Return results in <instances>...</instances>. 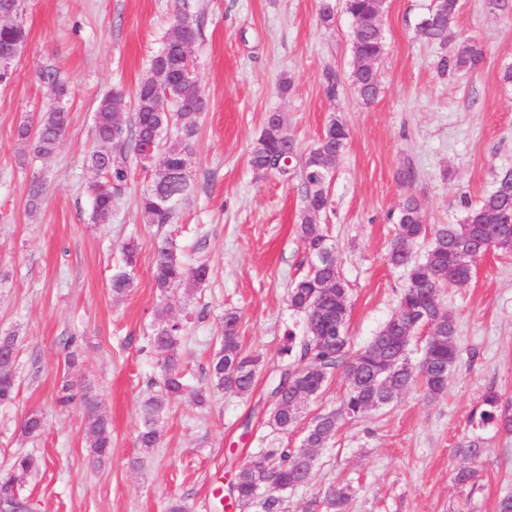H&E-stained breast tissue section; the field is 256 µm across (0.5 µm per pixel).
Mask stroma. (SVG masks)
<instances>
[{
	"label": "stroma",
	"instance_id": "stroma-1",
	"mask_svg": "<svg viewBox=\"0 0 512 512\" xmlns=\"http://www.w3.org/2000/svg\"><path fill=\"white\" fill-rule=\"evenodd\" d=\"M431 5L387 0L380 94L366 104L350 85L353 21L340 8L324 25L320 0H23L26 46L10 82L0 84V333L19 336L18 394L0 406V466L18 453L35 458L25 486L33 512H165L173 500L186 512H238L222 500L239 467L263 446L282 335L297 320L287 291L307 269L297 228L305 208L300 177L262 176L248 164L268 113H283L301 154L332 119L349 130L330 177L331 204L317 222L336 244L349 289L348 327L360 346L396 312L405 286L403 270L387 262L403 199L421 201L427 225L454 224L463 216L460 192L479 200L512 167V85L500 79L512 66V13L461 0L450 40H475L484 62L443 74L439 48L418 32ZM184 6L203 23L191 57L208 100L191 193L173 223H144L138 200L153 173L136 166L111 221L94 223L86 155L95 106L113 89L134 93ZM46 63L69 84L70 122L57 152L40 159L16 131L50 105L36 76ZM407 162L417 178L403 184L397 171ZM36 175L45 192L33 210L27 199ZM130 236L140 244L134 286L116 296L109 280L121 259L118 244ZM164 237L187 268H209L204 283L167 301L169 316L188 320L181 349L188 387L203 382L230 309L241 317L244 350L260 355L261 365L248 397L216 389L202 409L189 396L172 399L159 447L144 450L136 445L142 404L161 376L144 345L166 302L153 281L155 246ZM443 302L456 316L460 347L445 395L428 398L416 383L387 408L342 422L320 450L311 484L290 497V512H305L311 496L334 481L355 490L348 512H497L500 496L512 491V435L486 432L471 499L453 475L466 463L460 445L483 394L492 388L512 400V255H485ZM71 335L79 360L70 368L59 342ZM66 379L93 386L112 423V459L101 466L89 461L81 414L56 405ZM30 412L44 423L36 438L21 433Z\"/></svg>",
	"mask_w": 512,
	"mask_h": 512
}]
</instances>
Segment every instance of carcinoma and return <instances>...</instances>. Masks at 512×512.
<instances>
[{"label":"carcinoma","instance_id":"1","mask_svg":"<svg viewBox=\"0 0 512 512\" xmlns=\"http://www.w3.org/2000/svg\"><path fill=\"white\" fill-rule=\"evenodd\" d=\"M344 10L353 20V52L357 65L351 75L352 86L365 103L380 93L375 64L385 51L384 34L372 0H344ZM460 10V0H440L421 20L419 32L427 42L442 49L448 47L451 29ZM201 34L199 16L181 10L170 23L162 50L168 76L161 84L143 78L133 98L121 90L104 96L95 110L93 139L96 147L86 158L95 178L88 185L93 202V220L106 224L112 218L114 200L128 185L131 165L151 167V160L162 154L151 188L140 196L139 209L147 224L171 222L175 205L190 189L189 165L192 142L198 131L199 114L191 111L202 105L204 96L195 77L190 75L192 60L186 58L184 45ZM26 29L20 23L0 26V54L23 47ZM483 52L474 42H461L442 55L439 69L473 71L480 67ZM39 80L55 99L68 98V84L59 69L45 65ZM69 125V112L50 107L36 123H23L17 138L40 157L55 153ZM345 124L334 118L314 145L304 154L300 173L306 206L300 215L298 234L308 257V271L288 289V305L303 318L301 331L289 327L283 333L281 364L270 391L272 409L267 419L271 446L260 458L244 464L236 475L231 492L240 512H289L288 494L312 481L317 450L326 447L335 436L339 423L359 420L368 413L392 403L415 382L434 398L444 395L459 359L457 321L445 306L442 294L459 288L472 277V259L478 253L492 251L494 238L512 235V169L496 174L494 189L477 202L463 192L459 195L463 218L456 224H424L422 205L409 196L402 202L387 260L406 270L397 313L388 319L361 348H354L348 333L349 298L346 281L329 235L319 229L316 217L329 206V177L348 140ZM297 155L294 140L288 135L284 117L278 112L266 116L262 131L248 155L250 167L258 174L288 177L284 167L286 152ZM429 241L421 257L412 253L419 243ZM122 264L110 279L112 292L125 294L134 285L133 269L138 242L120 243ZM153 278L160 295L169 298L187 280L183 261L173 241L157 242ZM241 317L224 314V336L220 348L208 363L204 374L225 393L244 398L255 386L261 357L248 354L240 342ZM430 327L421 359L409 358L412 342L423 326ZM186 340V325L180 319H168L148 339L147 348L162 366L158 389L142 406L143 424L137 435L140 448L160 445L158 422L170 400L182 395L187 384L180 364L179 349ZM18 368L17 337L13 332L0 334V405L16 398ZM342 373L346 388L339 406L317 416L305 428L301 445L292 448L288 436L302 420L303 401L296 395L307 392L317 398L328 381ZM63 412L78 411L84 417V432L89 454L100 462L112 457V430L99 409L97 395L89 386L63 381L56 395ZM472 436L462 445L466 458L482 455L483 438L478 431L492 426L512 434V400L495 390L484 393L481 404L469 418ZM43 429L39 415H26L21 433L34 438ZM34 467L33 457L20 454L0 467V501L16 507L28 503L22 495L23 484ZM462 489H474L478 470L460 467L454 476ZM352 498L348 485L330 484L309 501L307 512H346Z\"/></svg>","mask_w":512,"mask_h":512}]
</instances>
